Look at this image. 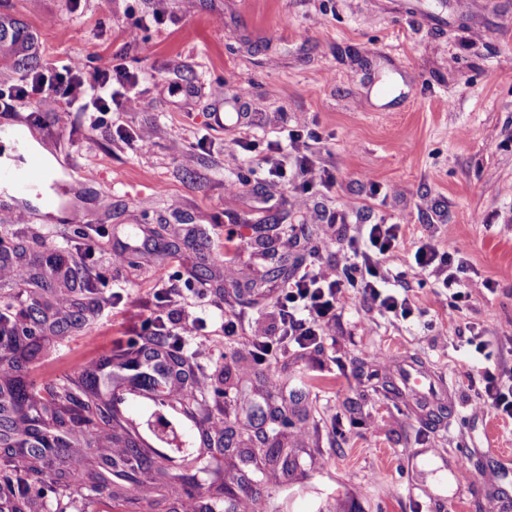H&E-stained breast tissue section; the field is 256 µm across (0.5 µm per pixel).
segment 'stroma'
Listing matches in <instances>:
<instances>
[{"label": "stroma", "mask_w": 512, "mask_h": 512, "mask_svg": "<svg viewBox=\"0 0 512 512\" xmlns=\"http://www.w3.org/2000/svg\"><path fill=\"white\" fill-rule=\"evenodd\" d=\"M165 23L130 41L136 19ZM0 85L75 59L93 70L112 59L140 77L134 108L101 123L45 95L0 110V134L29 133L53 178L45 193L0 186V256L24 265L95 231V252L78 256L97 299L122 302L103 318L87 296L68 312L58 293L1 284L0 306L22 314L40 340V309L53 308L60 335L26 361L33 396L82 378L109 402L145 457L170 473L192 469L209 441V418L236 431L234 447L263 454L290 448L288 470L258 485L265 512H499L512 505V424L477 409L467 358L512 370V0H0ZM240 93L242 124L209 128L216 84ZM151 129L126 143L116 126ZM315 132V157L334 176L314 186L306 208L294 189H268L256 170L285 129ZM209 135L212 144L196 140ZM253 149H243V142ZM96 177L84 179L82 169ZM245 177L236 193L228 181ZM56 200L44 209L45 196ZM400 224L399 246L382 261L402 273L409 319L348 301L318 346L281 348L257 361L249 335L210 327L208 357L194 360L207 395L193 410L165 404L163 379L144 384L123 364L142 343L155 273L182 306L199 290L226 317L278 307L272 272L302 271L313 248L335 262L362 224ZM236 234L237 287L224 278V238ZM456 245L468 301L439 296L413 255L421 244ZM127 250L124 263L104 257ZM491 281L492 290L479 288ZM438 377L451 398L425 406L399 389V363ZM478 471L464 481L460 455ZM24 512H130L104 493L66 491L52 470L30 476Z\"/></svg>", "instance_id": "1"}]
</instances>
